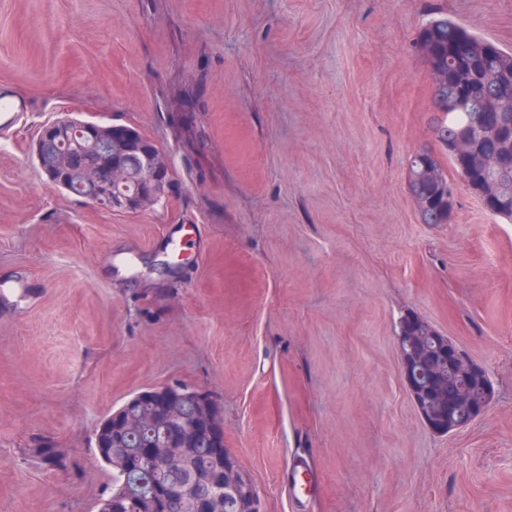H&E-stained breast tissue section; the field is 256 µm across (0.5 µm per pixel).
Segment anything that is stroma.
Masks as SVG:
<instances>
[{
  "label": "stroma",
  "mask_w": 512,
  "mask_h": 512,
  "mask_svg": "<svg viewBox=\"0 0 512 512\" xmlns=\"http://www.w3.org/2000/svg\"><path fill=\"white\" fill-rule=\"evenodd\" d=\"M432 7L512 50V0H0V92L28 104L0 130V512H95V427L177 383L216 400L264 512H512V221L458 182L426 224L407 188L438 148ZM67 113L163 150V200L52 185L34 143ZM409 313L488 374L469 427L420 418Z\"/></svg>",
  "instance_id": "35a3bbf8"
}]
</instances>
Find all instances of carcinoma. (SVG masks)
<instances>
[{"instance_id": "1", "label": "carcinoma", "mask_w": 512, "mask_h": 512, "mask_svg": "<svg viewBox=\"0 0 512 512\" xmlns=\"http://www.w3.org/2000/svg\"><path fill=\"white\" fill-rule=\"evenodd\" d=\"M415 45L434 72L432 98L437 115L432 133L441 152L448 156L466 186L479 196L491 199L490 213L512 221V128L498 129L490 142L477 132L480 119H497L488 111L492 98L503 88H512V51L501 49L470 33L443 15L432 17L420 31ZM463 141L464 153L448 154V144ZM498 150L505 169L502 176L486 177L469 164L468 153L483 150L488 144ZM408 191L420 203L425 224H447L456 205V186L448 180L438 155L429 150L415 153L409 162ZM456 391L454 411L438 403L428 404L437 417L466 419L468 410L483 397V383L474 379L462 364L449 375ZM157 398L181 417L191 418L208 408L189 388H149L134 395L131 404L117 412L147 408ZM163 424L146 427L137 436H128L114 414L107 415L95 432L96 453L100 462L112 470V487L97 503V512H196L194 499L205 494L224 512L228 493L220 483H201V478L224 469L230 453L224 448V433L214 431L173 440ZM171 449L172 462H155L148 457L151 448Z\"/></svg>"}]
</instances>
